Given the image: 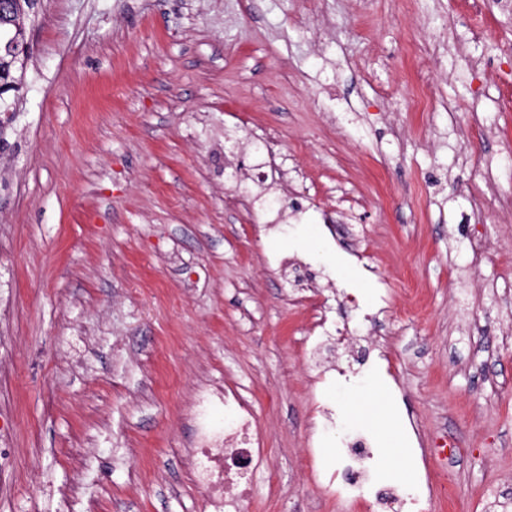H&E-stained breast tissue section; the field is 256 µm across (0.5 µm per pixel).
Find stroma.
<instances>
[{"label":"stroma","instance_id":"35a3bbf8","mask_svg":"<svg viewBox=\"0 0 512 512\" xmlns=\"http://www.w3.org/2000/svg\"><path fill=\"white\" fill-rule=\"evenodd\" d=\"M35 10L0 116V512H206L179 455L204 383L246 397L263 434L244 512H368L327 469L360 432L385 464L352 412L375 379L400 493L512 512V12ZM265 140L274 177L238 204Z\"/></svg>","mask_w":512,"mask_h":512}]
</instances>
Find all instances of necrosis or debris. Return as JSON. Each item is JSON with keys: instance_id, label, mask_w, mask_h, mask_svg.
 <instances>
[{"instance_id": "obj_1", "label": "necrosis or debris", "mask_w": 512, "mask_h": 512, "mask_svg": "<svg viewBox=\"0 0 512 512\" xmlns=\"http://www.w3.org/2000/svg\"><path fill=\"white\" fill-rule=\"evenodd\" d=\"M223 409L229 428L214 426L210 415ZM196 445L185 452L187 475L199 489L209 512H243L253 488L251 464L259 445V430L248 400L219 384L199 388L195 403ZM365 443L349 449L340 468L329 472L328 485L347 494L365 485L369 476L362 462Z\"/></svg>"}]
</instances>
